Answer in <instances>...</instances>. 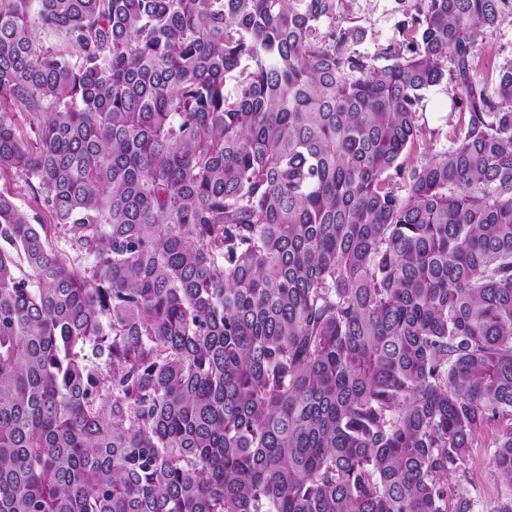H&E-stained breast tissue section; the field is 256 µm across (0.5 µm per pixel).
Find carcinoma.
I'll list each match as a JSON object with an SVG mask.
<instances>
[{"label":"carcinoma","mask_w":512,"mask_h":512,"mask_svg":"<svg viewBox=\"0 0 512 512\" xmlns=\"http://www.w3.org/2000/svg\"><path fill=\"white\" fill-rule=\"evenodd\" d=\"M506 2L424 0L377 66L336 0H0V175L75 254L0 193V512H470L512 419ZM491 468L512 512V431ZM476 61V79L493 94L499 71L503 66L512 64V17L485 32L479 42ZM448 90L449 85L444 83L428 92L420 120L424 130L422 142L405 155L408 167L424 161L426 153L432 156L455 146V131L461 123V113L454 108ZM0 190L9 193L14 203L21 211L27 214L33 224H38L37 222L48 224L52 245L56 249L72 255L67 243L66 230L60 226L56 227L48 212L32 202L31 194L24 178L9 173L5 174L0 177ZM50 224L51 226H49ZM512 429L510 420H496L488 423L475 438L467 459L463 476L453 475L451 484L466 496L472 505V512H486L505 490L490 470V460L499 440Z\"/></svg>","instance_id":"obj_1"}]
</instances>
